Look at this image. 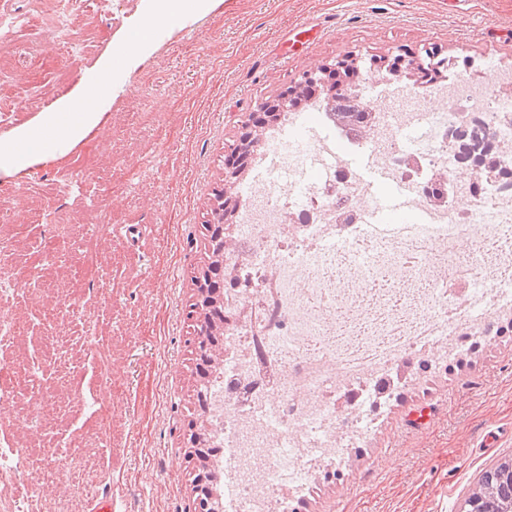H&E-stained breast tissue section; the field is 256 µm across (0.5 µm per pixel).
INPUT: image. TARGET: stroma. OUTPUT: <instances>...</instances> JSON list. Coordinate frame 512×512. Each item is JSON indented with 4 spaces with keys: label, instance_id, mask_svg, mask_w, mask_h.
Listing matches in <instances>:
<instances>
[{
    "label": "stroma",
    "instance_id": "35a3bbf8",
    "mask_svg": "<svg viewBox=\"0 0 512 512\" xmlns=\"http://www.w3.org/2000/svg\"><path fill=\"white\" fill-rule=\"evenodd\" d=\"M65 8L73 23L62 29L54 0H0V15L28 19L0 64V137L89 85L103 115L63 157L0 182V225L19 234L0 288L30 337L23 350L1 344L0 362L26 360L49 385L67 375L76 398L55 420L34 407L0 413V437L39 449L21 475L34 512L70 492L45 485L43 457L77 443L103 473L92 498H111L113 512H188L200 329L188 312L213 190L242 124L306 70L341 59L364 72L433 50L445 70H474L494 86L498 67L512 65V0H220L183 25L156 23L153 51L136 66L116 56L114 38L149 18L154 0ZM52 330L70 370L44 355ZM507 454L512 336L403 388L342 476L317 473L298 512H457L479 472Z\"/></svg>",
    "mask_w": 512,
    "mask_h": 512
}]
</instances>
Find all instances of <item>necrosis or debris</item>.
Masks as SVG:
<instances>
[{"mask_svg": "<svg viewBox=\"0 0 512 512\" xmlns=\"http://www.w3.org/2000/svg\"><path fill=\"white\" fill-rule=\"evenodd\" d=\"M389 110L358 102L355 128L328 103L283 113L266 153L300 168L285 137L326 131L306 152L334 148L318 179L242 190L225 269L224 379L211 393L224 467V512H284L281 491H311L310 469L343 462L391 406L404 374L442 371L448 357L512 328V69L497 85L454 73L434 87L447 109L425 112L423 90L379 83ZM368 153L409 186L413 224L366 228L370 189L347 153ZM473 243L469 255L460 242ZM45 398L35 370L0 367V406ZM24 450L0 448V512H28Z\"/></svg>", "mask_w": 512, "mask_h": 512, "instance_id": "necrosis-or-debris-1", "label": "necrosis or debris"}]
</instances>
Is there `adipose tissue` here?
<instances>
[{"instance_id":"adipose-tissue-1","label":"adipose tissue","mask_w":512,"mask_h":512,"mask_svg":"<svg viewBox=\"0 0 512 512\" xmlns=\"http://www.w3.org/2000/svg\"><path fill=\"white\" fill-rule=\"evenodd\" d=\"M97 112H46L9 140H0V180L64 153L97 126Z\"/></svg>"}]
</instances>
